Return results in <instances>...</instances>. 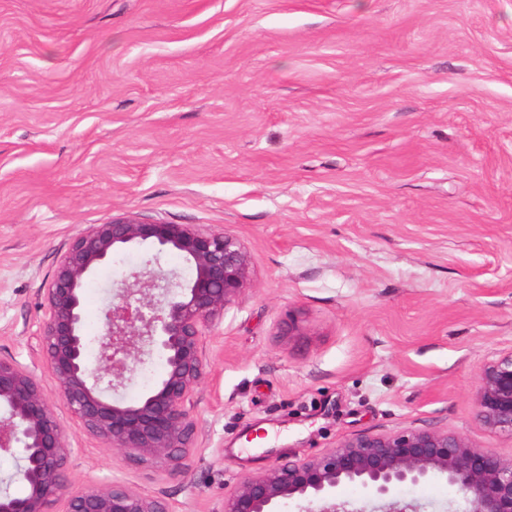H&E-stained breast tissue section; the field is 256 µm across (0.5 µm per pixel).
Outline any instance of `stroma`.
Wrapping results in <instances>:
<instances>
[{
  "label": "stroma",
  "instance_id": "stroma-1",
  "mask_svg": "<svg viewBox=\"0 0 512 512\" xmlns=\"http://www.w3.org/2000/svg\"><path fill=\"white\" fill-rule=\"evenodd\" d=\"M125 214L251 256L182 474L79 430L43 366L64 253ZM157 265L191 276L140 250L86 281L89 365L111 290ZM510 352L512 0H0V359L39 377L70 480L220 512L243 474L356 434L447 431L508 460L472 391ZM387 498L467 512L443 478Z\"/></svg>",
  "mask_w": 512,
  "mask_h": 512
}]
</instances>
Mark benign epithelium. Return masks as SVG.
Wrapping results in <instances>:
<instances>
[{"label": "benign epithelium", "mask_w": 512, "mask_h": 512, "mask_svg": "<svg viewBox=\"0 0 512 512\" xmlns=\"http://www.w3.org/2000/svg\"><path fill=\"white\" fill-rule=\"evenodd\" d=\"M178 252L194 276L173 282L162 267L135 272L118 300L103 311L96 367L85 361L81 290L118 251ZM251 258L234 236L190 224L114 217L81 231L47 288L39 341L43 360L79 428L110 451L162 463L181 472L195 447L188 404L205 371L207 331L248 287ZM158 350L166 370L136 403L106 395ZM476 414L489 430L512 437V352L486 365L473 390ZM21 451L20 495L0 493V512H170L168 503L112 481L75 485L67 477L74 449L38 376L0 359V453ZM441 477L457 487L474 512H512V459H501L466 438L436 430L359 434L303 461L277 462L243 475L224 495L222 512H279L282 502L306 498L319 512H348L334 491L357 482L384 497L392 487Z\"/></svg>", "instance_id": "benign-epithelium-1"}]
</instances>
